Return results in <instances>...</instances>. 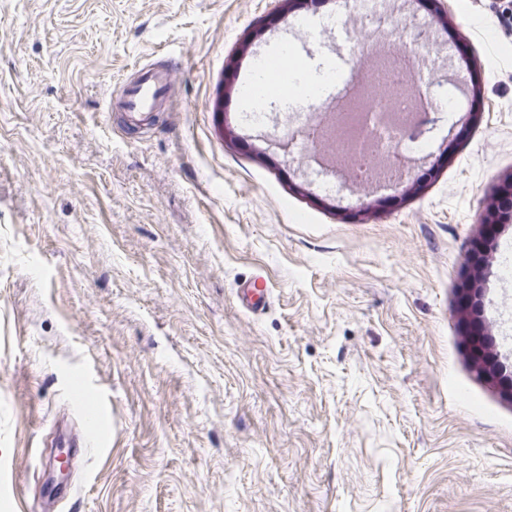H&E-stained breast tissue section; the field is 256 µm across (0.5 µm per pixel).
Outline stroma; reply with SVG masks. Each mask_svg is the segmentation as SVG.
I'll return each mask as SVG.
<instances>
[{"mask_svg": "<svg viewBox=\"0 0 512 512\" xmlns=\"http://www.w3.org/2000/svg\"><path fill=\"white\" fill-rule=\"evenodd\" d=\"M321 2L306 31L278 0H0V512H43L63 419L90 437L53 512H512V401L456 316L512 169V9L444 0L427 153L411 190L375 191L316 175L331 142L285 152L303 99L256 127L224 88L274 44L341 55L357 12ZM156 60L179 108L121 129L111 96ZM500 262L482 317L512 372ZM257 272L253 316L236 288ZM236 294L240 308L253 315L262 312L270 303V289L263 275L239 283Z\"/></svg>", "mask_w": 512, "mask_h": 512, "instance_id": "stroma-1", "label": "stroma"}]
</instances>
